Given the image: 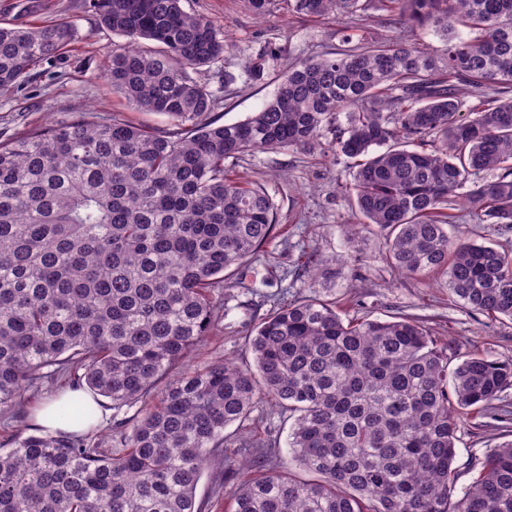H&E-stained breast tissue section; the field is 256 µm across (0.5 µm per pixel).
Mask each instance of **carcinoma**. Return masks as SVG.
<instances>
[{"mask_svg": "<svg viewBox=\"0 0 512 512\" xmlns=\"http://www.w3.org/2000/svg\"><path fill=\"white\" fill-rule=\"evenodd\" d=\"M334 16L347 49L292 61L274 97L219 124L193 77L235 45L183 0H93L126 39L106 77L148 130L112 117L0 143V409L54 371L128 420L121 447L40 430L0 448V512H202L206 465L237 479L231 512H512V361L469 354L407 317H343L317 295L277 297L249 329L253 363L173 367L215 326L230 277L275 235L264 188L234 174L246 155L328 148L353 161L338 190L407 276L441 274L472 312L512 320V251L452 235L454 202L512 228V0H283ZM433 28L442 47L378 36ZM66 22L0 26V91L28 81L73 39ZM345 114L346 123L340 122ZM494 173L490 181L475 176ZM158 400H151L157 387ZM262 402L291 422L288 462L255 436L224 454V429ZM66 412L89 421L79 399ZM505 441L457 491L465 418Z\"/></svg>", "mask_w": 512, "mask_h": 512, "instance_id": "carcinoma-1", "label": "carcinoma"}]
</instances>
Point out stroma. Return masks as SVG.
<instances>
[{"mask_svg":"<svg viewBox=\"0 0 512 512\" xmlns=\"http://www.w3.org/2000/svg\"><path fill=\"white\" fill-rule=\"evenodd\" d=\"M187 10L210 17L237 45L235 56L201 71L199 78L223 97L221 122L246 119L269 101L279 76L298 58L336 53L343 43L335 18L318 22L280 11L257 18L244 0H185ZM63 21L75 30L73 41L43 64L27 83L0 92V142L50 124L71 123L89 115H112L146 126L162 128L166 116L139 112L113 91L106 79L108 58L123 37L102 27L92 0H0V25L28 26ZM279 59L269 66L264 81L252 82L243 66L267 47ZM236 81L225 85V71ZM239 168L260 184L277 208L276 234L266 246L279 267L298 271L295 283L271 273L265 259L247 272L248 289H227L224 313L216 329L196 347L186 366L201 368L217 360L248 364L252 356L245 337L270 308L272 295L287 290L289 297L319 295L333 299L347 315L387 319L412 317L430 328L439 341L452 343L457 355L474 352L502 361L512 360V320L471 312L444 286L440 276L402 277L385 258L379 233L364 231L347 238L344 227L358 223L359 215L337 190L349 178L344 160L320 149H283L243 157ZM315 255L316 265L301 267V257ZM65 379L46 382L41 390L26 392L15 406L0 410V447L31 422L33 410L48 396L65 389ZM457 463L467 466L500 443L497 430L462 425Z\"/></svg>","mask_w":512,"mask_h":512,"instance_id":"obj_1","label":"stroma"}]
</instances>
